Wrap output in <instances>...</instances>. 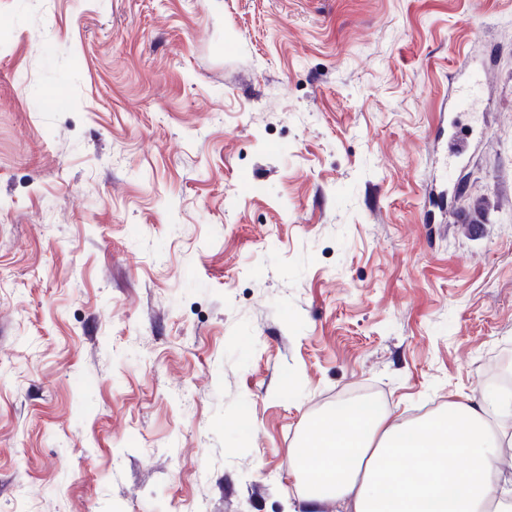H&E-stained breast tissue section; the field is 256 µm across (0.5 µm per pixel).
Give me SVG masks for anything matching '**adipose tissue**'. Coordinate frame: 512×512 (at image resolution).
I'll list each match as a JSON object with an SVG mask.
<instances>
[{
	"label": "adipose tissue",
	"instance_id": "adipose-tissue-1",
	"mask_svg": "<svg viewBox=\"0 0 512 512\" xmlns=\"http://www.w3.org/2000/svg\"><path fill=\"white\" fill-rule=\"evenodd\" d=\"M512 397L479 402L411 423L390 422L372 405L330 412L310 424L292 466L309 486L303 512L335 502L339 512H501L512 481L499 466L512 447Z\"/></svg>",
	"mask_w": 512,
	"mask_h": 512
}]
</instances>
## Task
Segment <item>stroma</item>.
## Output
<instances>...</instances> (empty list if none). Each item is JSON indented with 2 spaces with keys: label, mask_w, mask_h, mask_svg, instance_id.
<instances>
[{
  "label": "stroma",
  "mask_w": 512,
  "mask_h": 512,
  "mask_svg": "<svg viewBox=\"0 0 512 512\" xmlns=\"http://www.w3.org/2000/svg\"><path fill=\"white\" fill-rule=\"evenodd\" d=\"M505 365L512 0H0V512H294Z\"/></svg>",
  "instance_id": "stroma-1"
}]
</instances>
